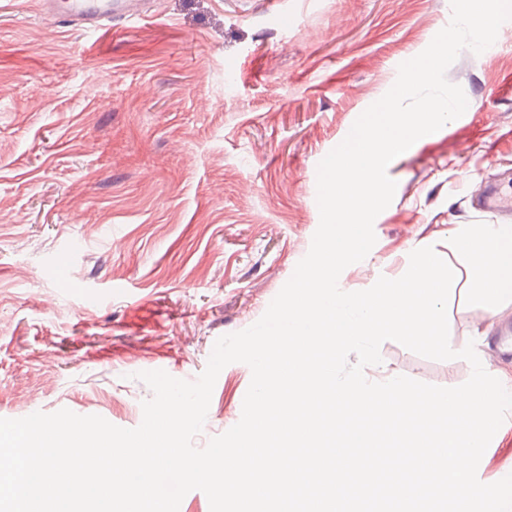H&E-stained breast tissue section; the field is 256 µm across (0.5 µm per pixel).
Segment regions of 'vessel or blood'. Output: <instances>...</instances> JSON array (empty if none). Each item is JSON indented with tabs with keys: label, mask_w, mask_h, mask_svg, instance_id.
<instances>
[{
	"label": "vessel or blood",
	"mask_w": 512,
	"mask_h": 512,
	"mask_svg": "<svg viewBox=\"0 0 512 512\" xmlns=\"http://www.w3.org/2000/svg\"><path fill=\"white\" fill-rule=\"evenodd\" d=\"M40 17L50 28L111 29L113 21L144 19L143 0H67L58 7L56 0H39ZM484 212H502L512 208V183L486 186L479 205Z\"/></svg>",
	"instance_id": "vessel-or-blood-1"
}]
</instances>
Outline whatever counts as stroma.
<instances>
[{
	"mask_svg": "<svg viewBox=\"0 0 512 512\" xmlns=\"http://www.w3.org/2000/svg\"><path fill=\"white\" fill-rule=\"evenodd\" d=\"M112 32L49 29L37 0H0V418L61 409L127 429L152 396L136 375L193 381L216 340L245 330L308 253L317 166L451 20L450 0H148ZM472 112L417 140L376 243L340 275L362 291L448 229L497 222L472 180L512 177V41L448 68ZM449 339L496 314L450 296ZM376 381L457 386L462 359L394 341ZM251 369L215 383L205 447L240 419Z\"/></svg>",
	"mask_w": 512,
	"mask_h": 512,
	"instance_id": "35a3bbf8",
	"label": "stroma"
}]
</instances>
